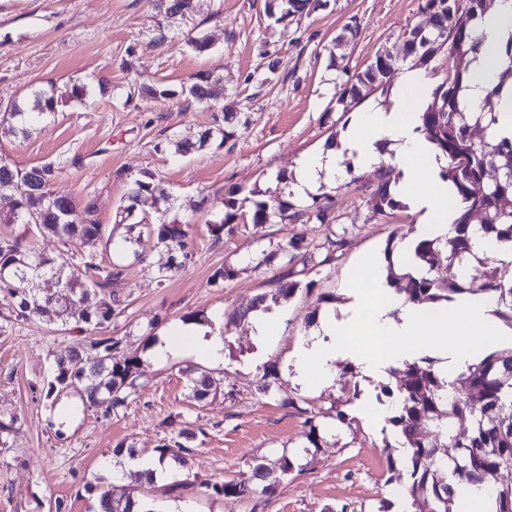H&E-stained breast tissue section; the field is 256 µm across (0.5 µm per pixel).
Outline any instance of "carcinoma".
<instances>
[{
	"instance_id": "cac0c4a2",
	"label": "carcinoma",
	"mask_w": 512,
	"mask_h": 512,
	"mask_svg": "<svg viewBox=\"0 0 512 512\" xmlns=\"http://www.w3.org/2000/svg\"><path fill=\"white\" fill-rule=\"evenodd\" d=\"M426 2L432 11L430 27L423 35L405 29L403 57L412 59L435 81L431 100L420 113L418 130L445 160L440 176L451 187L457 206L455 234L443 241L429 237L418 240L411 253L416 268L399 273L390 261L389 277L396 291L413 303L493 296L497 314L512 328V266L499 263L485 251L476 252L469 223L472 213L481 212L485 216L481 230L488 241L512 243V209L501 205L503 197L512 198V136L498 135L499 114L485 110L503 83L512 81V35L506 44L508 64L500 84L478 104L468 95L470 66L481 46L478 22L496 0ZM306 3L308 0H267L266 13L281 21L303 11ZM194 9L195 0H165V12L181 20ZM438 33L447 41L445 52L451 65L446 68L431 65L436 48L427 37ZM395 70L392 55L376 56L345 88L337 104L346 109L377 89L387 91ZM188 93L196 103L221 110L222 117L215 118L217 124L201 132L196 142H174V153L186 155L222 147L237 135V113L221 105L222 77L200 75L189 84ZM58 103L54 93L34 95L29 121L18 103L8 104L0 114V133L27 136L36 122L55 112ZM17 170V166L0 158V223L24 225V234L0 237V292L14 302L21 318L52 314L63 326L73 320L98 334L121 313L119 299L106 296L105 289L122 276V270L107 269L96 262L94 255L71 248L74 242L105 235V226L96 218V205L91 199L76 204L68 197L54 195L50 186L60 168L52 163L33 170L28 193L18 188ZM158 194H164V189L154 174L143 172L132 180L124 204L116 212L115 224H125L131 232H149L171 252L172 263L156 272L158 281L163 282L182 267L180 259L188 258L191 224L168 221L164 214L153 221L139 214L138 206ZM370 203L379 213L400 205L385 182L374 189ZM235 204L233 199L224 201V210L217 219L206 221L216 239H221L224 227L237 218ZM308 208L320 223L329 222V197L313 198ZM288 209L287 200L272 195L255 204L251 221L256 225L270 224L275 218L283 222L288 220ZM27 233L42 237L60 255L71 254L70 261L57 265L55 258L31 249L24 238ZM473 262L484 267L479 279L464 277L465 268ZM44 276L56 278L57 295H40L37 285ZM120 344L121 339L115 336L92 337L90 345L95 355L91 357L84 356L81 343L71 346L66 355L56 358L45 397L77 387L91 405L102 400L113 408L125 405L136 392L140 360L136 356L110 357ZM185 373L191 398L198 402L221 388L222 378L205 369L188 368ZM393 374L398 380L399 403L391 422L399 429L407 450L408 491L413 501L431 502V512H454L457 486H481L495 479L500 470L512 468V347L487 353L453 377L443 375L427 358L407 362ZM473 396L482 402L480 418L469 432L459 434L454 431V423L470 413ZM424 428L434 429L439 441L428 442L421 433ZM291 470L287 460L278 474L258 466L251 479L264 483L263 490L268 491ZM251 491L245 480L198 484V492L204 497H243ZM131 502L132 497L116 486L98 492L99 512H131ZM496 512H512V485L497 489Z\"/></svg>"
}]
</instances>
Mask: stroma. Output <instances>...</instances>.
I'll use <instances>...</instances> for the list:
<instances>
[{
	"label": "stroma",
	"mask_w": 512,
	"mask_h": 512,
	"mask_svg": "<svg viewBox=\"0 0 512 512\" xmlns=\"http://www.w3.org/2000/svg\"><path fill=\"white\" fill-rule=\"evenodd\" d=\"M425 22L419 0H328L282 22L266 16L264 0H199L179 33L161 42L166 19L154 0H0V101L23 103L72 80L89 90L85 103L61 104L29 136L0 137V156L21 168L60 164L52 193L78 203L94 199L112 238L126 234L115 226V213L146 170L168 196L144 204V211L194 222L190 261L163 282L154 273L169 265L170 254L154 236L141 234L123 254L111 239L81 247L101 265L123 270L112 291L125 308L106 333L122 340L118 358L141 361L140 387L126 408L88 406L73 388L47 401L53 361L76 335L46 316L19 318L0 297V422L14 426L0 437V512H93L95 488L113 481L107 464L114 449L151 453L182 420L198 434L169 479L188 487L157 496L161 505L187 512H429L407 490L406 454L390 421L395 376H368L343 358L332 386L307 388L295 379L292 356L318 316L347 306L345 277L361 257L384 258L428 233L412 205L382 215L372 210L376 185L403 177L391 150L373 170L321 183L332 223L249 221L255 202L276 193L299 209L311 204V197L290 192L297 162L322 150L328 137L345 138L355 113L336 105L344 84L381 52L401 54L404 30ZM189 31L207 35L210 49L193 51ZM200 73L223 77L224 101L240 114L239 132L222 148L176 156L170 141L196 140L214 123V111L179 93ZM152 82L176 89V96L135 94L136 86ZM231 190L241 217L217 242L196 205L204 197L221 204ZM301 235L310 244L304 259L288 249ZM227 266L234 277L215 279ZM291 284L295 292L283 296ZM260 295L262 311L288 310L273 348H258L247 322L234 319ZM190 312L210 319L224 338V360L213 367L224 391L203 402L191 398L185 375L197 359L159 362L149 354ZM268 371L275 375L270 385ZM370 407L382 419L367 416ZM340 411L345 421L337 420ZM286 459L293 471L267 493L208 498L195 488L249 477L259 464L275 470Z\"/></svg>",
	"instance_id": "stroma-1"
}]
</instances>
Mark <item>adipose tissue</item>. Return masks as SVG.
Returning a JSON list of instances; mask_svg holds the SVG:
<instances>
[{
    "label": "adipose tissue",
    "mask_w": 512,
    "mask_h": 512,
    "mask_svg": "<svg viewBox=\"0 0 512 512\" xmlns=\"http://www.w3.org/2000/svg\"><path fill=\"white\" fill-rule=\"evenodd\" d=\"M479 34L482 49L472 65L470 81V95L477 101L498 84L504 67V44L512 35V0H497L494 9L482 18ZM429 84L424 70L405 69L395 85L393 105L359 113L343 149L354 169L367 171L380 161V143L389 142L394 162L403 171L398 193L422 211L425 224L437 236L451 231L455 211L447 183L428 176L438 161L418 130ZM339 152L331 147L303 155L293 192L307 196L321 180L342 173ZM346 282L354 296L353 304L341 318L322 317L315 335L300 339L293 351L297 380L304 386L332 385L336 361L342 356L372 374L429 350L460 370L502 334L498 322L488 315L496 305L494 297L483 296L458 309L410 303L387 283L379 265L369 257L350 270ZM152 353L162 360L190 353L199 360L219 363L224 359V339L208 335L202 324L190 323L163 337Z\"/></svg>",
    "instance_id": "adipose-tissue-1"
}]
</instances>
